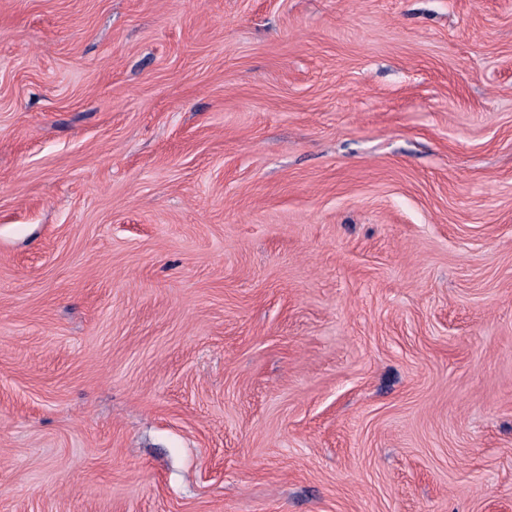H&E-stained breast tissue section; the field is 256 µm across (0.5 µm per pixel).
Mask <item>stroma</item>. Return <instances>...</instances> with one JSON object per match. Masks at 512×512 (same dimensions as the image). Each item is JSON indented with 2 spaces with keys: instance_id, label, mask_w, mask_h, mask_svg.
I'll return each instance as SVG.
<instances>
[{
  "instance_id": "obj_1",
  "label": "stroma",
  "mask_w": 512,
  "mask_h": 512,
  "mask_svg": "<svg viewBox=\"0 0 512 512\" xmlns=\"http://www.w3.org/2000/svg\"><path fill=\"white\" fill-rule=\"evenodd\" d=\"M0 512H512V0H0Z\"/></svg>"
}]
</instances>
